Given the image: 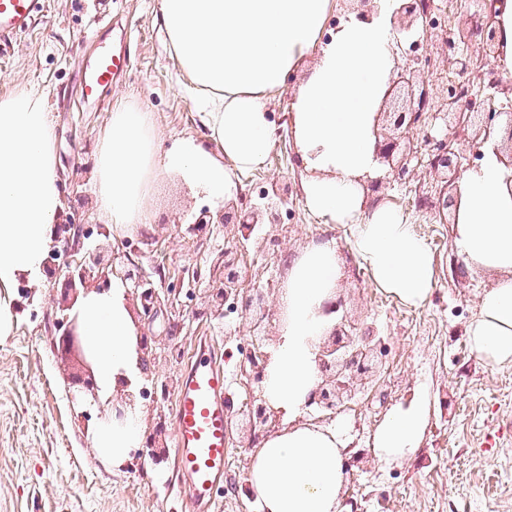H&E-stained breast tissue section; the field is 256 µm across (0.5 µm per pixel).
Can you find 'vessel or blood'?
<instances>
[{
  "label": "vessel or blood",
  "mask_w": 512,
  "mask_h": 512,
  "mask_svg": "<svg viewBox=\"0 0 512 512\" xmlns=\"http://www.w3.org/2000/svg\"><path fill=\"white\" fill-rule=\"evenodd\" d=\"M38 8L39 0H0V37L26 29ZM126 64V56L102 49L87 65V97L110 85ZM229 401L223 367L210 354H197L177 388L173 410L179 478L196 512H215L217 506L229 462Z\"/></svg>",
  "instance_id": "b4317fda"
}]
</instances>
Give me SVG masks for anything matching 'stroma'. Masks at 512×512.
Returning a JSON list of instances; mask_svg holds the SVG:
<instances>
[{
    "label": "stroma",
    "instance_id": "1",
    "mask_svg": "<svg viewBox=\"0 0 512 512\" xmlns=\"http://www.w3.org/2000/svg\"><path fill=\"white\" fill-rule=\"evenodd\" d=\"M157 0H41L27 31L0 41V94L27 91L42 96L61 164L64 215L81 223L106 218L94 194L92 159L98 135L113 105L125 102L153 112L157 145L167 150L187 138L207 140L188 79L175 60L156 19ZM123 49L132 62L98 98L83 94L88 60L105 47ZM290 96L276 97L269 112L276 139L263 168L238 176L248 203L257 204L272 183L286 186L279 207L289 253L318 239L336 242L341 275L336 294L352 319L387 337L389 350L336 423L348 447L364 451L348 472L341 512H512V366H486L472 352L466 332L493 275L466 267L452 247L453 227L440 223L429 183L393 182L369 191L370 204L398 208L434 256V289L419 308L379 291L356 254L349 226L325 224L308 210L301 190L302 168L288 130ZM213 202L177 179H160L153 209L167 219L152 244L141 246L146 270L165 273L205 264L223 239L200 242L179 237L175 222L188 223ZM61 283L41 282L33 300L18 299L11 335L0 336V512H192L178 481L176 456L163 465L143 458V472H130L100 455L93 437L99 411L72 399L73 376L83 374L76 356L53 347L60 330L47 314L61 301ZM181 312L139 320L138 329L184 351L200 347L216 358L241 360L252 340L273 344L278 317L260 328L238 320L198 322V297L181 294ZM430 394V417L419 450L404 460L377 462L372 436L387 412L415 389ZM500 437L485 449L484 430ZM247 415H238L230 437L229 468L236 486L219 491L220 512H259L241 491L251 464Z\"/></svg>",
    "mask_w": 512,
    "mask_h": 512
}]
</instances>
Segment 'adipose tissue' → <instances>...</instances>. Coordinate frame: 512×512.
<instances>
[{
    "mask_svg": "<svg viewBox=\"0 0 512 512\" xmlns=\"http://www.w3.org/2000/svg\"><path fill=\"white\" fill-rule=\"evenodd\" d=\"M334 0H158L157 17L190 84L213 152L194 139L158 152L152 113L117 104L97 146L96 199L114 236L149 226L153 186L179 178L221 203L237 193L235 171L261 168L275 139L269 105L287 74L305 77L288 114L305 177L308 208L326 224L352 229L353 248L374 286L410 307L423 306L434 286L433 255L402 213L369 205L367 185L379 171V115L398 64L396 0H377L369 17H350L329 41L320 35ZM53 129L41 96L0 94V335L18 318L12 290L42 276L63 210ZM453 246L468 268L495 274L468 329L469 344L491 366L512 364V167L493 147L456 191ZM334 241L304 248L288 270L280 298L284 315L263 383L267 402L288 425L252 456L248 483L260 512H338L346 478L339 430L302 422L308 391L318 382V339L330 319L323 303L339 277ZM76 311L103 393L119 378L137 381L138 328L120 279L103 293L83 295ZM430 402L415 390L395 406L373 436L378 461L416 452ZM138 412L96 433L101 455L121 464L142 442Z\"/></svg>",
    "mask_w": 512,
    "mask_h": 512,
    "instance_id": "1",
    "label": "adipose tissue"
}]
</instances>
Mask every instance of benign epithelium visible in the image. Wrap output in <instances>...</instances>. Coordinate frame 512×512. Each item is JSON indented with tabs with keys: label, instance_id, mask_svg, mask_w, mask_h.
<instances>
[{
	"label": "benign epithelium",
	"instance_id": "1",
	"mask_svg": "<svg viewBox=\"0 0 512 512\" xmlns=\"http://www.w3.org/2000/svg\"><path fill=\"white\" fill-rule=\"evenodd\" d=\"M400 6L394 15L398 31L408 35L427 21V0H399ZM495 0H481L474 11L456 12L448 17V26L436 34L441 44V58L452 77L448 83L435 90L426 77L425 68L430 66V54L419 50L428 47L414 40L410 43L415 56L401 66V71L418 78V85L400 105L386 108L381 113L377 131V154L388 163L389 174L399 181L420 176L418 169L434 183L438 201L448 206V191L456 188V180L463 170L457 145L462 137L471 135L473 155L480 159L482 148L492 143L499 146L500 117L507 116L509 138L512 139V113L505 110L501 96L512 93V84L505 81L493 67L499 51V36L495 24ZM441 119L448 123V134L439 135L429 126L428 118ZM280 229L278 202L269 199L263 205H250L246 198L238 196L224 203L216 213L203 210L187 225L188 233L198 237L224 236V248L220 249L209 266H196L187 270L177 282L166 283V276L157 269L149 273L143 265L125 254L126 263L116 265L115 259L107 256L99 246H89L93 230L68 218L58 222L50 253L43 265V276L51 280L64 273L65 288L59 311L62 317L56 322L67 323L56 348L66 355L83 352V329L75 314H69L78 300V294L106 290L112 285V277L118 276L128 288L133 307L147 319H153L165 304L180 295L184 284L200 292L204 308L193 312L196 317L221 320L225 316L227 303H240L242 319L257 327L270 316V298L278 292L274 283L264 290L250 292L247 283L244 259L237 245L252 242L255 251H271L283 244L288 230L280 229L273 234L265 227ZM67 255L65 269L53 264L57 248ZM344 301L334 297L324 303L322 313L332 317L326 332L327 340L318 345L317 367L320 382L307 396L306 408L320 414L322 419H333L341 408L353 399L360 386L372 377L375 365L386 356L387 346L383 338L370 328L361 329L358 324L343 314ZM141 361L148 355L169 358L170 352L157 351L155 339L143 334L139 339ZM270 358L263 343L253 345L242 364V374L250 384L262 387L265 370ZM80 393L87 399L107 407L110 415L122 419L128 407L137 397H151L162 401L169 395L167 383L151 380L136 391L128 390L129 382H122V390L103 399L92 375L79 377ZM246 413L253 422L248 447L257 445L259 436L279 425L282 414L267 403L262 393H249L245 402ZM167 426L159 414L149 425L145 448L152 461L161 464L167 456Z\"/></svg>",
	"mask_w": 512,
	"mask_h": 512
}]
</instances>
